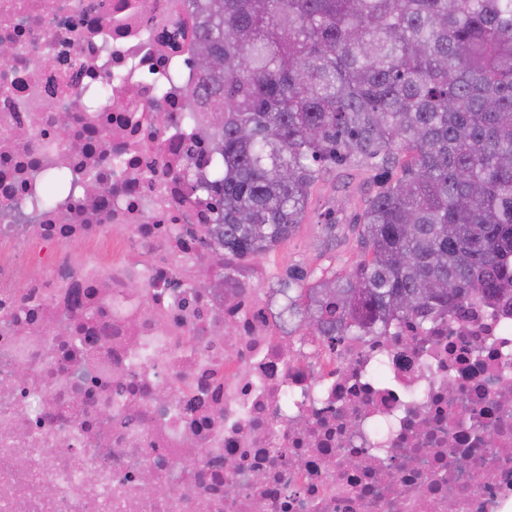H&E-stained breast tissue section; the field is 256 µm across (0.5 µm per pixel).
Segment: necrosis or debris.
<instances>
[{"mask_svg":"<svg viewBox=\"0 0 512 512\" xmlns=\"http://www.w3.org/2000/svg\"><path fill=\"white\" fill-rule=\"evenodd\" d=\"M194 26L0 0V512H512V298L332 347L225 279Z\"/></svg>","mask_w":512,"mask_h":512,"instance_id":"obj_1","label":"necrosis or debris"}]
</instances>
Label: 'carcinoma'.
I'll use <instances>...</instances> for the list:
<instances>
[{
    "label": "carcinoma",
    "mask_w": 512,
    "mask_h": 512,
    "mask_svg": "<svg viewBox=\"0 0 512 512\" xmlns=\"http://www.w3.org/2000/svg\"><path fill=\"white\" fill-rule=\"evenodd\" d=\"M198 94L218 123L224 259L271 252L330 166L379 184L361 258L288 314L333 342L512 293V0H204ZM438 289L430 296L427 290Z\"/></svg>",
    "instance_id": "1"
}]
</instances>
